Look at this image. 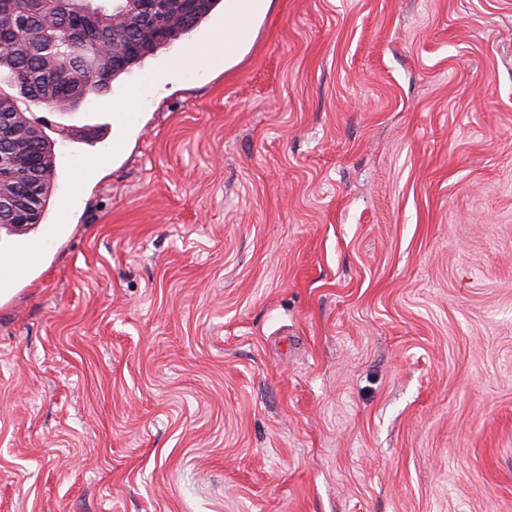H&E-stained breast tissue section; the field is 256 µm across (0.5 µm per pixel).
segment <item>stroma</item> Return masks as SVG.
Masks as SVG:
<instances>
[{"mask_svg":"<svg viewBox=\"0 0 512 512\" xmlns=\"http://www.w3.org/2000/svg\"><path fill=\"white\" fill-rule=\"evenodd\" d=\"M223 20L42 127L0 512H512V0H271L168 72ZM271 0H225L224 23L204 42L195 44L189 53L197 75L204 76L211 63L224 57V64L238 58L247 43L253 23L263 17Z\"/></svg>","mask_w":512,"mask_h":512,"instance_id":"stroma-1","label":"stroma"}]
</instances>
